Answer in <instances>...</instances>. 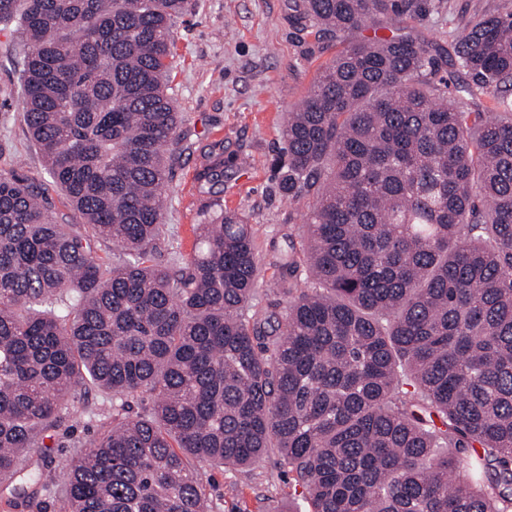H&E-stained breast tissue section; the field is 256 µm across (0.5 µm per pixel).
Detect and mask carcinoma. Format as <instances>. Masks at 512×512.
Wrapping results in <instances>:
<instances>
[{"mask_svg": "<svg viewBox=\"0 0 512 512\" xmlns=\"http://www.w3.org/2000/svg\"><path fill=\"white\" fill-rule=\"evenodd\" d=\"M185 4L0 0L27 134L81 220L0 170V488L42 512L29 453L96 388L112 414L74 442L61 512H215L206 469L273 450L307 512H512V12L449 32L441 76L408 31L432 0L294 2L317 33L391 35L343 49L288 113L277 180L311 199L307 235L284 236V303L262 306L238 212L164 259ZM208 158L211 194L224 141ZM466 459L474 482L450 481Z\"/></svg>", "mask_w": 512, "mask_h": 512, "instance_id": "obj_1", "label": "carcinoma"}]
</instances>
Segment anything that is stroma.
<instances>
[{
    "mask_svg": "<svg viewBox=\"0 0 512 512\" xmlns=\"http://www.w3.org/2000/svg\"><path fill=\"white\" fill-rule=\"evenodd\" d=\"M510 11L512 0H434L414 28L446 52L449 30ZM13 31L0 24V169L36 184L56 219L73 224L76 215L26 136L20 67L10 53ZM171 36L169 93L184 117L177 160L163 191L173 253L188 255L196 249L197 227L215 207L238 211L255 230L262 264L259 297L272 302L268 285L275 272L274 252L283 248L284 235L305 236L309 210L308 199L288 201L276 187L274 163L284 145V120L346 42L309 33L295 16L292 0H187ZM215 140L224 143V189L213 197L200 193L198 174ZM82 405L87 413L74 435L52 433L45 447L31 453V472L50 488L44 512H59L56 496L64 490L63 467L73 439L95 432L99 418L112 412L111 397L98 391L90 392ZM203 482L220 512H294L303 502L274 454L238 472H207Z\"/></svg>",
    "mask_w": 512,
    "mask_h": 512,
    "instance_id": "1",
    "label": "stroma"
}]
</instances>
